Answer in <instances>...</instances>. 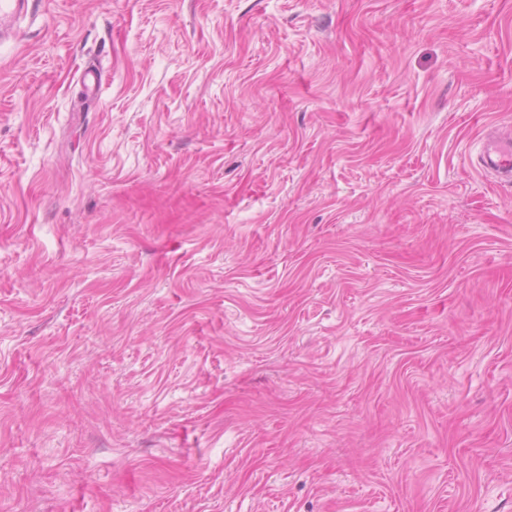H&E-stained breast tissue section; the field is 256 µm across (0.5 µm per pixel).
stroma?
Segmentation results:
<instances>
[{"label": "stroma", "instance_id": "1", "mask_svg": "<svg viewBox=\"0 0 512 512\" xmlns=\"http://www.w3.org/2000/svg\"><path fill=\"white\" fill-rule=\"evenodd\" d=\"M10 27L0 512H512V0ZM484 164L487 169L493 170L505 178H511L512 149L510 135L500 134L496 143L487 151Z\"/></svg>", "mask_w": 512, "mask_h": 512}]
</instances>
